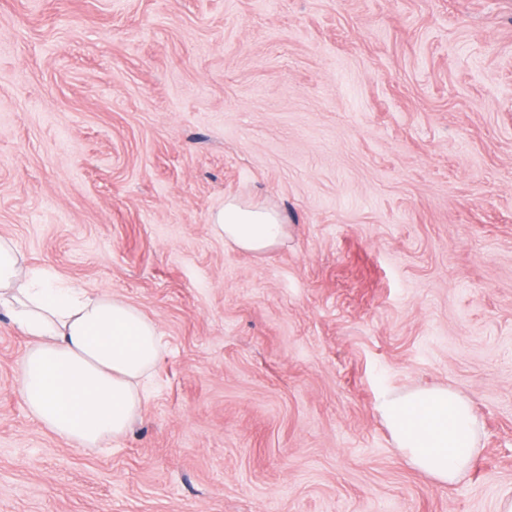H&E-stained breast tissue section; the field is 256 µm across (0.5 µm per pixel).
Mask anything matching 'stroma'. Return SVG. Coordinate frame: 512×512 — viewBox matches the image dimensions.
<instances>
[{
  "label": "stroma",
  "mask_w": 512,
  "mask_h": 512,
  "mask_svg": "<svg viewBox=\"0 0 512 512\" xmlns=\"http://www.w3.org/2000/svg\"><path fill=\"white\" fill-rule=\"evenodd\" d=\"M278 210L262 252L226 198ZM0 237L164 338L81 448L0 315V512H499L512 500V0H0ZM479 417L454 483L383 393ZM211 226L224 242L249 252H263L285 237V224L277 210L235 198L226 199L213 213Z\"/></svg>",
  "instance_id": "obj_1"
}]
</instances>
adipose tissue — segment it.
Here are the masks:
<instances>
[{
  "label": "adipose tissue",
  "mask_w": 512,
  "mask_h": 512,
  "mask_svg": "<svg viewBox=\"0 0 512 512\" xmlns=\"http://www.w3.org/2000/svg\"><path fill=\"white\" fill-rule=\"evenodd\" d=\"M212 231L249 252L265 251L285 236L277 210L235 198L213 213ZM0 310L31 340L22 361V396L33 415L81 448L122 438L162 351L157 325L122 298L28 270L14 244L2 238ZM378 410L406 461L438 482H454L478 452V416L455 390L387 394Z\"/></svg>",
  "instance_id": "ef3b65f1"
}]
</instances>
